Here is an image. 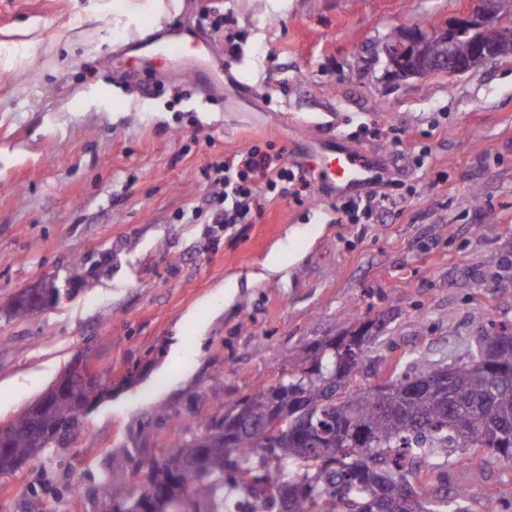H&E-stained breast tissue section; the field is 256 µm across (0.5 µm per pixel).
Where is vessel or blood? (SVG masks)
I'll use <instances>...</instances> for the list:
<instances>
[{
    "label": "vessel or blood",
    "mask_w": 512,
    "mask_h": 512,
    "mask_svg": "<svg viewBox=\"0 0 512 512\" xmlns=\"http://www.w3.org/2000/svg\"><path fill=\"white\" fill-rule=\"evenodd\" d=\"M143 68L154 69L157 59H191L195 73L214 88L233 84L236 101L249 99L248 89L242 83L232 82L219 54L197 30L182 32L176 39L164 45H157L155 39L141 40L136 46ZM303 161L319 174L323 188L336 198L356 195L358 191L372 184L381 170L357 152L342 146L339 138L313 141L302 152Z\"/></svg>",
    "instance_id": "1"
}]
</instances>
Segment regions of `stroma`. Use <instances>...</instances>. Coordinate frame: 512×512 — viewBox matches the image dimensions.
I'll return each mask as SVG.
<instances>
[{"mask_svg": "<svg viewBox=\"0 0 512 512\" xmlns=\"http://www.w3.org/2000/svg\"><path fill=\"white\" fill-rule=\"evenodd\" d=\"M467 0H174L156 18L118 0H0V426L78 355L107 388L65 445L0 484V512L32 501L105 512L135 463L168 452L199 413H221L288 373V356L382 322L358 383L396 362L468 358L512 323V58L451 78L389 81L372 44L439 26ZM263 104L225 112L190 68L148 73L123 48L196 26ZM239 34L229 53L225 36ZM340 136L402 180L354 221L305 172L299 198L210 221L203 171L252 146L303 170L301 146ZM54 279L58 301L12 315ZM449 488L479 482L474 512H512V473L477 448ZM80 495H72V486Z\"/></svg>", "mask_w": 512, "mask_h": 512, "instance_id": "1", "label": "stroma"}]
</instances>
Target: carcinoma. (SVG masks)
<instances>
[{"label":"carcinoma","instance_id":"carcinoma-1","mask_svg":"<svg viewBox=\"0 0 512 512\" xmlns=\"http://www.w3.org/2000/svg\"><path fill=\"white\" fill-rule=\"evenodd\" d=\"M31 293L16 296L14 313H38ZM371 322L350 337L320 342L304 355L288 356V376L239 400L222 414L198 417L172 444V457L155 472L156 485L134 482L132 500H155L147 512H254L251 495L267 492L282 512H376L381 498L401 484L420 501L411 512H469L485 492L463 486L450 498L432 490L443 469L462 448H480L512 471V324L489 339L496 343L491 364L470 354L451 365L410 361L387 380L381 401L364 386L347 385L350 363L378 339ZM449 374L442 389L411 386L420 378ZM242 408L255 428L241 425ZM83 414L66 395L39 408L38 428L21 414L4 428L7 450L0 452V477L14 473L20 460H34L62 439L58 427L78 426Z\"/></svg>","mask_w":512,"mask_h":512}]
</instances>
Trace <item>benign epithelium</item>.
<instances>
[{
	"label": "benign epithelium",
	"instance_id": "7a95c632",
	"mask_svg": "<svg viewBox=\"0 0 512 512\" xmlns=\"http://www.w3.org/2000/svg\"><path fill=\"white\" fill-rule=\"evenodd\" d=\"M512 15V0H475L470 11L457 16L446 26L425 30L417 25H403L376 44V55L383 57L386 73L396 80L426 78L435 73L459 76L498 58L492 45L486 41L491 30H498ZM469 36L472 52L464 57L457 53L456 39ZM438 40L448 43V55L419 58L414 48ZM100 387L98 375L86 359L75 358L58 380L50 387L53 392H67L83 388L90 391L78 399L81 410H86Z\"/></svg>",
	"mask_w": 512,
	"mask_h": 512
}]
</instances>
